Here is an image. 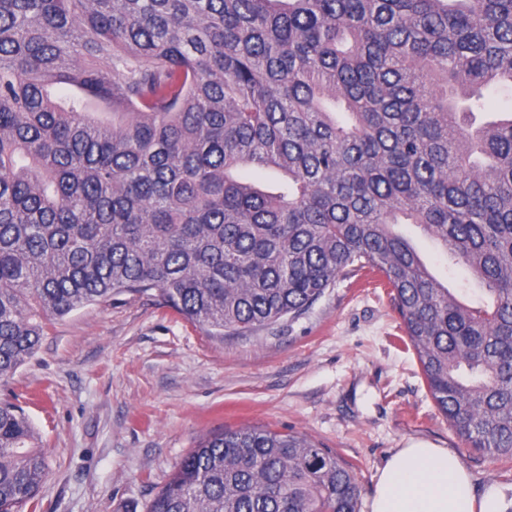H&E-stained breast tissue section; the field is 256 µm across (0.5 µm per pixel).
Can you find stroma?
<instances>
[{
    "mask_svg": "<svg viewBox=\"0 0 512 512\" xmlns=\"http://www.w3.org/2000/svg\"><path fill=\"white\" fill-rule=\"evenodd\" d=\"M444 282L479 297L461 266L413 224ZM386 288L337 280L293 319L212 336L155 296L124 294L54 321L0 399L39 433L48 476L36 512H145L203 436L242 426L305 434L335 452L368 512L376 476L411 441L455 451L477 489L512 487V460L467 448L439 412Z\"/></svg>",
    "mask_w": 512,
    "mask_h": 512,
    "instance_id": "obj_1",
    "label": "stroma"
}]
</instances>
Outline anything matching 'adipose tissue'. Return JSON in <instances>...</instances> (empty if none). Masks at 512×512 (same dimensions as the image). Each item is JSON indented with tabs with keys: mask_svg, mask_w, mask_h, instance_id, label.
I'll return each mask as SVG.
<instances>
[{
	"mask_svg": "<svg viewBox=\"0 0 512 512\" xmlns=\"http://www.w3.org/2000/svg\"><path fill=\"white\" fill-rule=\"evenodd\" d=\"M369 512H512V495L496 486L476 492L454 451L419 441L379 470Z\"/></svg>",
	"mask_w": 512,
	"mask_h": 512,
	"instance_id": "ef3b65f1",
	"label": "adipose tissue"
}]
</instances>
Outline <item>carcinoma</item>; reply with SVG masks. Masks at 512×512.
<instances>
[{"instance_id": "cac0c4a2", "label": "carcinoma", "mask_w": 512, "mask_h": 512, "mask_svg": "<svg viewBox=\"0 0 512 512\" xmlns=\"http://www.w3.org/2000/svg\"><path fill=\"white\" fill-rule=\"evenodd\" d=\"M489 89L512 96V0H0V381L51 319L114 296L235 335L366 270L457 435L512 460V111L476 123ZM47 474L1 400L0 512L37 508ZM359 496L331 450L244 426L201 438L146 512ZM398 230L410 237L419 248L424 260L444 282L453 288H467L474 301L481 295L478 287L470 280L462 266L448 268V258L439 245L423 234L415 224H399Z\"/></svg>"}]
</instances>
